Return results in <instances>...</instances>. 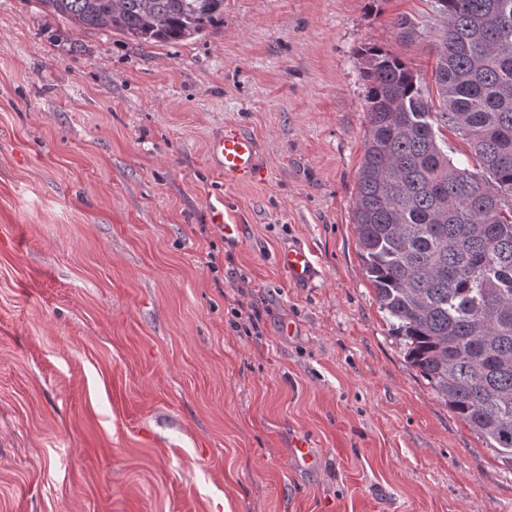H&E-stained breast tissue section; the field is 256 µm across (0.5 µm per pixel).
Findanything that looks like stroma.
<instances>
[{
	"label": "stroma",
	"mask_w": 512,
	"mask_h": 512,
	"mask_svg": "<svg viewBox=\"0 0 512 512\" xmlns=\"http://www.w3.org/2000/svg\"><path fill=\"white\" fill-rule=\"evenodd\" d=\"M443 24L428 0H224L205 35L142 45L0 0V512H512V468L406 362L352 224L360 54L432 81ZM230 128L254 184L207 164ZM292 246L310 284L276 262Z\"/></svg>",
	"instance_id": "stroma-1"
}]
</instances>
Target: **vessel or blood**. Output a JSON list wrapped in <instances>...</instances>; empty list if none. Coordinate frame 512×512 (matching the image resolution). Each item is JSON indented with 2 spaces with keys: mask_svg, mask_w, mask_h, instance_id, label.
Instances as JSON below:
<instances>
[{
  "mask_svg": "<svg viewBox=\"0 0 512 512\" xmlns=\"http://www.w3.org/2000/svg\"><path fill=\"white\" fill-rule=\"evenodd\" d=\"M207 156L216 170L235 183L248 184L259 175L256 143L243 132L230 130L212 138L207 145ZM277 263L297 283L308 282L313 274L310 254L301 247L279 252Z\"/></svg>",
  "mask_w": 512,
  "mask_h": 512,
  "instance_id": "1",
  "label": "vessel or blood"
}]
</instances>
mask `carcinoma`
Segmentation results:
<instances>
[{"mask_svg": "<svg viewBox=\"0 0 512 512\" xmlns=\"http://www.w3.org/2000/svg\"><path fill=\"white\" fill-rule=\"evenodd\" d=\"M138 44L204 35L224 0H35ZM435 91L364 54L367 129L353 224L362 271L408 364L512 468V0H430ZM400 41L423 31L402 15ZM476 171L448 157L442 129Z\"/></svg>", "mask_w": 512, "mask_h": 512, "instance_id": "cac0c4a2", "label": "carcinoma"}]
</instances>
